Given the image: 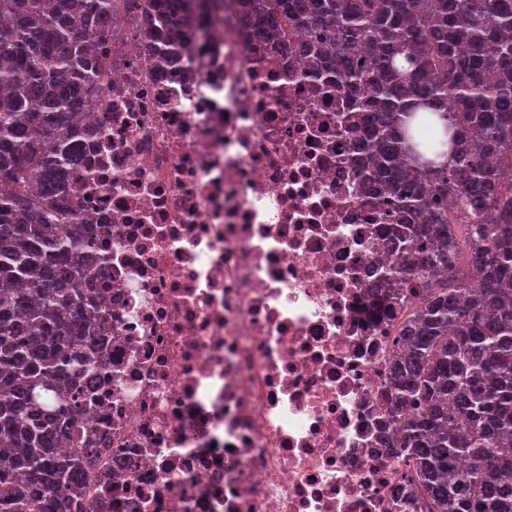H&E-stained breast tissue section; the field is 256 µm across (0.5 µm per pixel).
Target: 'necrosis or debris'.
<instances>
[{
    "instance_id": "necrosis-or-debris-1",
    "label": "necrosis or debris",
    "mask_w": 512,
    "mask_h": 512,
    "mask_svg": "<svg viewBox=\"0 0 512 512\" xmlns=\"http://www.w3.org/2000/svg\"><path fill=\"white\" fill-rule=\"evenodd\" d=\"M101 51L76 141L109 324L76 512H397L380 443L411 309L372 297L391 254L340 92L291 77L238 0L165 70L127 21Z\"/></svg>"
}]
</instances>
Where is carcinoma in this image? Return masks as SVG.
Wrapping results in <instances>:
<instances>
[{
	"label": "carcinoma",
	"mask_w": 512,
	"mask_h": 512,
	"mask_svg": "<svg viewBox=\"0 0 512 512\" xmlns=\"http://www.w3.org/2000/svg\"><path fill=\"white\" fill-rule=\"evenodd\" d=\"M257 32L344 93L364 144L355 180L382 194L373 292L417 294L391 364L425 512H512V0H244ZM216 0H0V512H70L89 482L74 413L91 400L104 325L73 193L74 128L93 106L100 44L138 22L156 65L194 45ZM445 139L422 143L420 112ZM467 223L450 224L451 202ZM477 273L472 281L466 270ZM71 435L74 448L60 451Z\"/></svg>",
	"instance_id": "obj_1"
}]
</instances>
